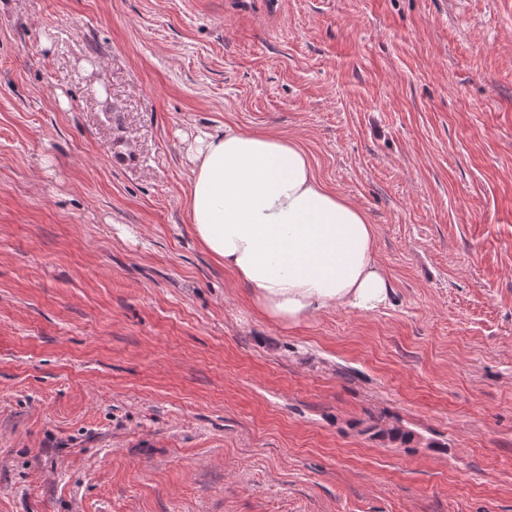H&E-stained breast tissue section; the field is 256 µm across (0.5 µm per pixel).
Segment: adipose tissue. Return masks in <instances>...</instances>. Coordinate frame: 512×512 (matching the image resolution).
<instances>
[{"mask_svg": "<svg viewBox=\"0 0 512 512\" xmlns=\"http://www.w3.org/2000/svg\"><path fill=\"white\" fill-rule=\"evenodd\" d=\"M192 151L194 235L269 321L288 328L389 304L367 214L315 177L296 140L228 126L197 135Z\"/></svg>", "mask_w": 512, "mask_h": 512, "instance_id": "obj_1", "label": "adipose tissue"}]
</instances>
